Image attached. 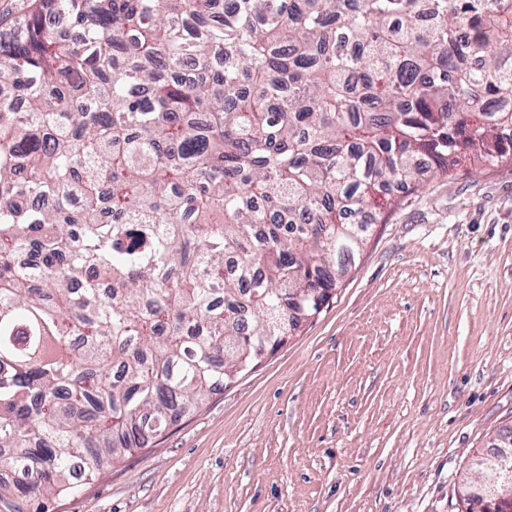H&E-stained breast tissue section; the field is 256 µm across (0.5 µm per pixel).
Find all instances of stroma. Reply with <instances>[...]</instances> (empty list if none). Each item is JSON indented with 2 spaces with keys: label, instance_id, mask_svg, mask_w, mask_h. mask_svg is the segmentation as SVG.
Listing matches in <instances>:
<instances>
[{
  "label": "stroma",
  "instance_id": "stroma-1",
  "mask_svg": "<svg viewBox=\"0 0 512 512\" xmlns=\"http://www.w3.org/2000/svg\"><path fill=\"white\" fill-rule=\"evenodd\" d=\"M512 430V165L426 176L328 307L53 512H461Z\"/></svg>",
  "mask_w": 512,
  "mask_h": 512
}]
</instances>
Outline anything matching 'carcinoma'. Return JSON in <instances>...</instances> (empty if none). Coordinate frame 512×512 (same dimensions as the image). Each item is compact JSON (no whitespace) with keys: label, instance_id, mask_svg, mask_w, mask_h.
Segmentation results:
<instances>
[{"label":"carcinoma","instance_id":"1","mask_svg":"<svg viewBox=\"0 0 512 512\" xmlns=\"http://www.w3.org/2000/svg\"><path fill=\"white\" fill-rule=\"evenodd\" d=\"M492 101L512 0L0 22V512H48L253 370L424 173L511 159Z\"/></svg>","mask_w":512,"mask_h":512}]
</instances>
